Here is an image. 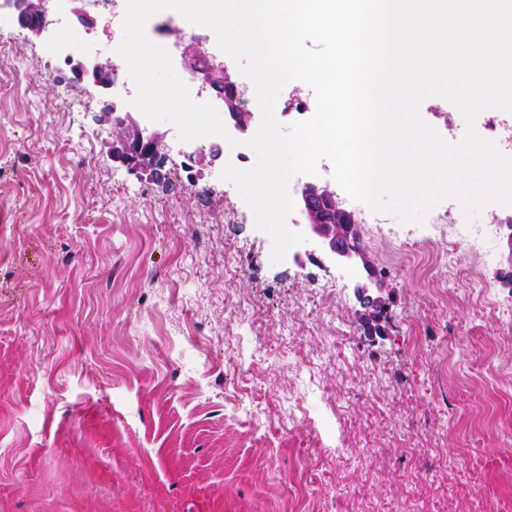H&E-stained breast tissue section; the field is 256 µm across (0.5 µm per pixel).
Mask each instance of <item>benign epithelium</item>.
<instances>
[{
	"instance_id": "benign-epithelium-1",
	"label": "benign epithelium",
	"mask_w": 512,
	"mask_h": 512,
	"mask_svg": "<svg viewBox=\"0 0 512 512\" xmlns=\"http://www.w3.org/2000/svg\"><path fill=\"white\" fill-rule=\"evenodd\" d=\"M46 0H0V10H12L19 24L33 36L49 39L52 32L49 28ZM73 45L65 42L57 44V53L62 56L70 67L72 80L80 82L90 79L104 95L103 116L112 122L118 131L113 139L110 153L112 161L125 165L129 170L146 174L152 178L161 177V165L154 151L158 150L160 135L149 131L146 120L138 121L132 115V107L125 102H116L113 87L116 83V68L112 59L103 58L98 54H82L76 59L73 56ZM182 57L188 69L198 75L196 95L212 97L214 103L224 114L227 128L245 134L252 128L254 113L242 109L243 91L227 66L208 56H201L192 42L182 49ZM223 154L218 144L209 148L197 147L187 154L196 162L205 159L215 161ZM298 202L305 215L303 234L308 246L305 254L320 264L351 265L368 271L372 262L359 243V232L355 214L340 207L329 188L317 181L307 182L299 190ZM356 292L366 309L365 315L376 319L381 313V305L366 295V285L356 286Z\"/></svg>"
}]
</instances>
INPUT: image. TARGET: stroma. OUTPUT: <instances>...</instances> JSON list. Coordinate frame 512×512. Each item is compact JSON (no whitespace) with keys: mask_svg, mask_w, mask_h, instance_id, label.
I'll use <instances>...</instances> for the list:
<instances>
[{"mask_svg":"<svg viewBox=\"0 0 512 512\" xmlns=\"http://www.w3.org/2000/svg\"><path fill=\"white\" fill-rule=\"evenodd\" d=\"M122 0L76 54L107 56ZM0 512H512V244L481 259L422 221H358L374 276L332 275L272 241L226 165L164 180L113 162L91 83L0 21ZM449 145L441 97L420 107ZM415 240L413 249L399 247ZM384 313L365 325L354 286Z\"/></svg>","mask_w":512,"mask_h":512,"instance_id":"35a3bbf8","label":"stroma"}]
</instances>
